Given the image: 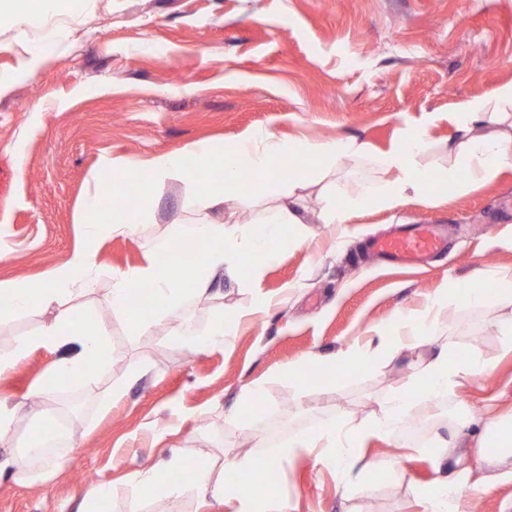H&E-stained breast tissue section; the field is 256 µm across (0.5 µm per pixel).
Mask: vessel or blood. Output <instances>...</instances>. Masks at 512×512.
<instances>
[{"label":"vessel or blood","instance_id":"vessel-or-blood-1","mask_svg":"<svg viewBox=\"0 0 512 512\" xmlns=\"http://www.w3.org/2000/svg\"><path fill=\"white\" fill-rule=\"evenodd\" d=\"M446 243V230L440 224H407L375 238L372 252L394 266H417L433 254L441 252Z\"/></svg>","mask_w":512,"mask_h":512}]
</instances>
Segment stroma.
Instances as JSON below:
<instances>
[{
  "instance_id": "stroma-1",
  "label": "stroma",
  "mask_w": 512,
  "mask_h": 512,
  "mask_svg": "<svg viewBox=\"0 0 512 512\" xmlns=\"http://www.w3.org/2000/svg\"><path fill=\"white\" fill-rule=\"evenodd\" d=\"M44 25L0 26V164L15 171L0 199V281L47 276L81 245L85 198L110 184L109 163L270 132L280 139L350 137L383 150L407 124H427L423 168L448 166L449 112L512 81V0H80ZM41 45L43 56L32 55ZM371 164L352 157L320 181L299 188L314 214L326 186L354 192ZM148 224L105 240L99 273L68 305L89 310L111 334L112 360L99 385L81 388L84 407L68 445L67 465L28 485L0 471V512H81L91 484H107L106 512H127L141 472L206 452L213 479L228 462L274 460L270 504L287 512H420L415 490L459 467L476 480L479 512H512V478L485 457L492 423L512 422V346L497 317L452 308L430 336L405 343L361 371L336 381L280 371L311 354L326 356L374 342L399 310L421 311L442 288L475 287L476 271L512 280V168L465 194L411 200L393 211L371 210L346 224H305L302 243L265 267L251 288L217 276L206 297L182 316L204 326L217 313L242 316L224 345L197 351L175 341L171 324L130 335L112 310V272L140 265L144 239L171 225L198 223L188 189L169 179L154 192ZM448 225L446 254L418 267H387L365 241L405 219ZM478 353L491 369L462 380L441 403L417 401L424 442L403 435L370 442L360 452L373 466L325 465L319 449L275 460L261 425L288 416L278 441L323 425L326 414L352 424L372 421L385 399L439 350ZM74 346L40 348L0 375V397L16 409L0 462L20 460L39 415L70 407L61 383L41 400L32 385ZM127 383L123 400L101 413L105 388ZM256 387L255 412L239 410Z\"/></svg>"
}]
</instances>
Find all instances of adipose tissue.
<instances>
[{"label": "adipose tissue", "mask_w": 512, "mask_h": 512, "mask_svg": "<svg viewBox=\"0 0 512 512\" xmlns=\"http://www.w3.org/2000/svg\"><path fill=\"white\" fill-rule=\"evenodd\" d=\"M62 0H0V22L36 25L47 15L59 12ZM512 108V83L504 84L489 96L473 99L449 113L448 122L457 133L448 145V166L439 171L420 167L418 159L428 147L424 124H410L388 149L372 152L367 144L339 137L327 141L294 139L283 141L269 133L251 138H230L214 143L202 141L189 149L162 152L147 161L126 160L119 165L125 183L136 190L135 218L144 219L154 212V186L166 179L181 181L195 189L205 207L212 210L211 220L190 229H175L171 234L146 240L142 245L141 265L112 275V308L120 312L132 335L149 334L161 320L178 313L185 304L204 296L214 276L225 266H249L253 276L279 253L299 242L297 225L307 218L299 209L296 190L320 170L332 168L349 156L372 157L378 178L359 182L353 194L341 187L329 191L316 215L321 224H345L353 215L380 209L392 211L406 199L425 200L454 191L462 194L473 185L494 180L504 168L512 166V122L489 134H477L476 128L490 114ZM245 160L256 179L245 182L236 166ZM294 172L293 179L282 182V167ZM271 195L275 206L261 229L228 228L222 213L227 201L245 207L259 197ZM102 192H94L84 205L85 239L61 265L47 277L8 285L0 284V319L20 315L37 307L54 309V318L32 335L20 336L6 347L0 346V375L12 371L33 350L58 348L67 343L77 346L75 354L62 358L46 374L53 382L64 381L74 387L97 383L110 361L111 340L108 331L97 327L88 311L66 306V297L91 279L97 272L96 256L105 238L131 230V221L110 217L102 204ZM134 218V219H135ZM193 240L198 249L184 257L180 246ZM147 291L152 303L149 312L132 308V295ZM464 308L512 307V281L494 284L492 289H469L458 299H449L440 291L423 312H400L378 332L376 346L348 347L323 358V365L333 374L354 372L381 357L396 341L421 340L429 335L449 306ZM489 362L477 357L449 358L439 352L415 371L410 382L420 396L436 401L447 395L457 379L487 372ZM411 405L409 393L392 397L381 417L365 425L334 421L316 432H301L278 450L285 458L303 448L325 444L327 459L335 466L355 456L373 439L391 434L404 420ZM235 478L225 484L212 481L202 465L184 468L181 482L168 483L160 468L153 467L142 476L132 496L129 512H139L140 500L164 493L178 498L186 489H195L201 499L231 500L234 512H270L249 462L231 464ZM421 512H468L470 494L461 478H437L432 484L418 487Z\"/></svg>", "instance_id": "ef3b65f1"}]
</instances>
